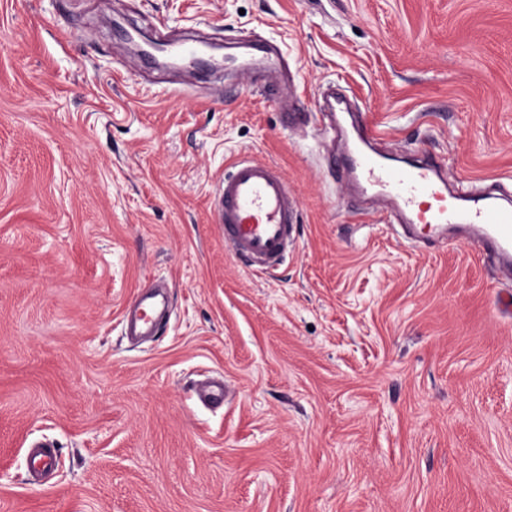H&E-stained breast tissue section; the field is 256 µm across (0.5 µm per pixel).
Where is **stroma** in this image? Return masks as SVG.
<instances>
[{
	"mask_svg": "<svg viewBox=\"0 0 512 512\" xmlns=\"http://www.w3.org/2000/svg\"><path fill=\"white\" fill-rule=\"evenodd\" d=\"M118 17L277 41L304 110L330 82L409 154L512 177V0H0V512H512V313L477 245L353 214L314 130L235 72L148 64ZM241 158L299 197L271 276L214 222ZM152 284L168 317L130 341ZM56 452L49 442L34 443L28 448V470L33 476L50 472L56 465Z\"/></svg>",
	"mask_w": 512,
	"mask_h": 512,
	"instance_id": "obj_1",
	"label": "stroma"
}]
</instances>
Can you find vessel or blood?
<instances>
[{
  "mask_svg": "<svg viewBox=\"0 0 512 512\" xmlns=\"http://www.w3.org/2000/svg\"><path fill=\"white\" fill-rule=\"evenodd\" d=\"M225 68L266 72L259 89L275 103L289 109V120L323 133L337 131L336 107L325 102L316 112H302L293 89L282 72V57L273 45L258 41L249 56H225ZM381 131L361 133L359 144H346L344 150L325 157L332 176L354 186L375 202L379 220L401 227L402 235L415 239L426 232L431 239L465 237L473 240L482 256L512 279V203L486 190L450 189L444 169L430 155L403 167L388 164L384 152L373 145ZM214 216L224 231V244L248 269L260 274L276 270L293 250L298 239V207L279 168L256 159L232 163L221 180L215 199ZM159 303L154 293L139 294L124 315L128 335L152 336L158 331ZM28 470L39 476L56 465L52 444L39 442L27 451Z\"/></svg>",
  "mask_w": 512,
  "mask_h": 512,
  "instance_id": "b4317fda",
  "label": "vessel or blood"
}]
</instances>
